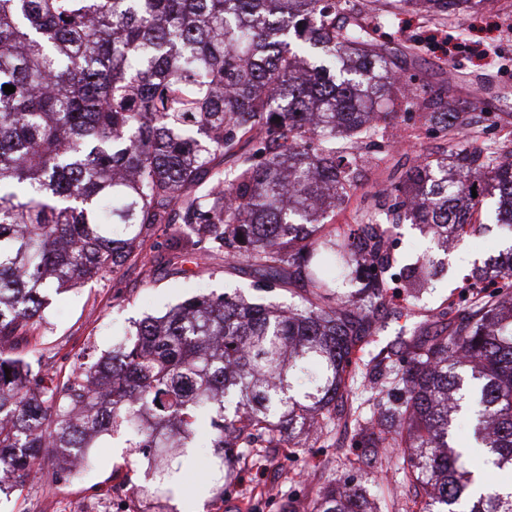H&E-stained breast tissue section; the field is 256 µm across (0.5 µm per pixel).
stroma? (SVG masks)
Masks as SVG:
<instances>
[{"mask_svg":"<svg viewBox=\"0 0 512 512\" xmlns=\"http://www.w3.org/2000/svg\"><path fill=\"white\" fill-rule=\"evenodd\" d=\"M366 17L383 18L375 34L406 74L415 75L422 93L448 88L461 111L470 113L471 125L464 130L459 146L482 150L499 144L512 131V0H482L463 13L420 12L412 7L397 8L395 0H352ZM481 91V105H474L472 91ZM389 142L377 154L376 164L366 167L357 190L348 202L325 220L328 229L344 231L349 224L371 210L378 190L401 178L410 166L446 154L449 144L405 111L388 121ZM496 201L484 197L481 216L470 237L441 244L424 225L402 224L393 235L394 253L409 260L429 256L440 274L421 301L409 297L400 283H392L382 301L371 330L379 345H391L420 332L424 338L448 332L452 314L448 300L462 292L465 277L489 257L507 248L506 237L489 217ZM167 227H158L154 244L145 251L144 263L129 264L117 273L86 283L51 297L44 323L36 330V354L61 373H70L78 354L97 359L111 351L113 344L130 330L134 321L158 316L172 306L203 291H237L247 301H256L248 276L235 273L216 275L195 267L179 271L169 261ZM302 286L268 293L265 302L288 304L302 294ZM89 463L78 475L65 473L67 457L58 448L47 449L42 460L40 483L18 482L0 494V512H32L41 499H77L88 491L112 485L142 484L147 462L133 448L109 446L88 451ZM273 474H260V481L276 482L275 497L248 496L237 506L231 496L199 491L197 484L182 483V496L200 497L202 512H311L321 492L330 484L352 480L365 487L378 512H419L400 455L384 448L372 452L351 445V433L337 422L329 433L298 432L275 458Z\"/></svg>","mask_w":512,"mask_h":512,"instance_id":"stroma-1","label":"stroma"}]
</instances>
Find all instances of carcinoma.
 Instances as JSON below:
<instances>
[{"mask_svg":"<svg viewBox=\"0 0 512 512\" xmlns=\"http://www.w3.org/2000/svg\"><path fill=\"white\" fill-rule=\"evenodd\" d=\"M372 32L350 0H0V469L35 481L44 449L125 430L162 458L146 486L160 508L197 449H213L224 483L239 449L280 448L312 420L331 431L336 400L368 393L354 444L401 451L423 512H512V484L476 491L449 438L472 402L486 463L512 473V285L448 335L404 343L395 371L368 339L373 314L388 280L420 300L427 264H401L368 213L324 230L362 179L364 147L417 93ZM451 102L433 93L419 122L452 143L464 118ZM474 191L498 195L494 221L512 233V149L414 164L375 207L446 245L471 223ZM159 224L176 264L219 260L259 291L302 281L307 294L286 307L195 296L135 324L100 358L107 372L62 377L20 351L51 292L137 262ZM363 261L372 283L354 289ZM313 512L372 510L365 489L331 486Z\"/></svg>","mask_w":512,"mask_h":512,"instance_id":"cac0c4a2","label":"carcinoma"}]
</instances>
